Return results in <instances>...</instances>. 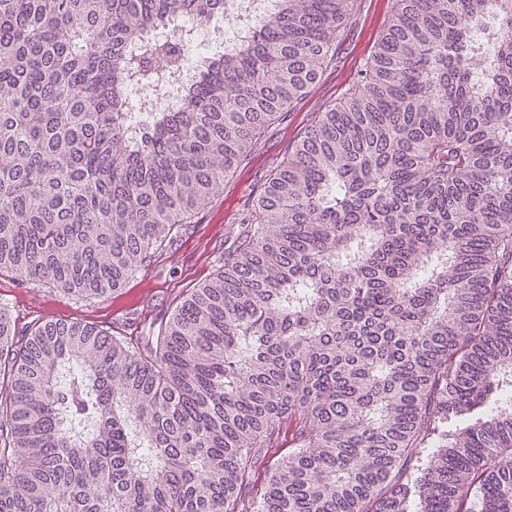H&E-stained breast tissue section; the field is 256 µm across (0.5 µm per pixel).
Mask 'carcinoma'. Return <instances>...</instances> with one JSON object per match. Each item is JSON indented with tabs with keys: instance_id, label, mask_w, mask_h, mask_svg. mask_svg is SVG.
I'll return each instance as SVG.
<instances>
[{
	"instance_id": "1",
	"label": "carcinoma",
	"mask_w": 512,
	"mask_h": 512,
	"mask_svg": "<svg viewBox=\"0 0 512 512\" xmlns=\"http://www.w3.org/2000/svg\"><path fill=\"white\" fill-rule=\"evenodd\" d=\"M225 2L0 0V273L127 281L356 0H277L216 64L192 29ZM164 84L183 99L138 128L133 89ZM241 223L143 342L18 339L0 306V512H512V0H396Z\"/></svg>"
}]
</instances>
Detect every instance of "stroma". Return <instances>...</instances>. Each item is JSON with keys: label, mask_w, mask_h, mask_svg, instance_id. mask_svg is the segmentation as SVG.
Here are the masks:
<instances>
[{"label": "stroma", "mask_w": 512, "mask_h": 512, "mask_svg": "<svg viewBox=\"0 0 512 512\" xmlns=\"http://www.w3.org/2000/svg\"><path fill=\"white\" fill-rule=\"evenodd\" d=\"M395 0H357L355 20L336 46L333 61L296 109L283 113L254 149L240 177L220 188L194 214L172 246L155 254L117 293L98 298L63 293L53 286L0 275V303H9L24 322L90 323L104 333L140 334L144 325L168 317L180 297L210 278L224 262L244 227V205L258 195L271 170L289 151L321 105L340 101L357 82Z\"/></svg>", "instance_id": "35a3bbf8"}]
</instances>
